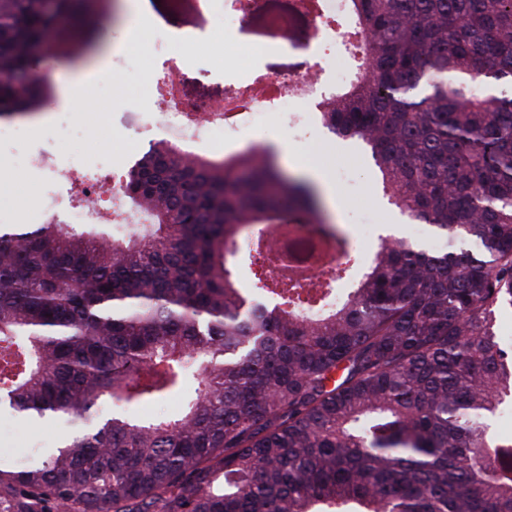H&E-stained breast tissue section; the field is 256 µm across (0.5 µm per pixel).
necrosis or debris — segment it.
Listing matches in <instances>:
<instances>
[{
  "instance_id": "necrosis-or-debris-1",
  "label": "necrosis or debris",
  "mask_w": 512,
  "mask_h": 512,
  "mask_svg": "<svg viewBox=\"0 0 512 512\" xmlns=\"http://www.w3.org/2000/svg\"><path fill=\"white\" fill-rule=\"evenodd\" d=\"M350 0H317L314 14L286 4L271 8L269 0H225L226 13L260 22L277 32L282 41L293 40L298 30H306L316 44L315 72L305 76L271 77L233 87L224 101L212 103L188 98L180 90L176 58L167 34H159L153 47L156 67L149 95L165 142L190 156L207 155V146L216 141L233 144L247 128L277 114L292 129H304L312 115L296 108V101L318 103L327 88L346 86L353 78L347 48L352 41L338 19L350 14Z\"/></svg>"
}]
</instances>
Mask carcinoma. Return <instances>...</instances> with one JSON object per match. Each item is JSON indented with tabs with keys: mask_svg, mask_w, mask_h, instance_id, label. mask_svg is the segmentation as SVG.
Wrapping results in <instances>:
<instances>
[{
	"mask_svg": "<svg viewBox=\"0 0 512 512\" xmlns=\"http://www.w3.org/2000/svg\"><path fill=\"white\" fill-rule=\"evenodd\" d=\"M86 0H0V117ZM354 82L322 125L369 152L410 221L475 244L381 241L310 288L236 277L256 224H309L315 189L253 148L221 164L158 143L121 174L153 223L0 224V406L65 420L46 461H0V512H512V0H353ZM483 84L492 97L470 88ZM272 244L258 236L254 267ZM352 281L330 308L335 284ZM178 399L174 416L137 410ZM119 410L94 418L102 402ZM431 233H432V238H431L429 244H427L424 241H420V242L411 241V242L419 245L421 249H423L424 251H426L428 253L443 254V253H447V252H451V251L459 252L460 250L472 248L471 243L461 242L456 239H452L446 235L436 234V233L432 232V230H431Z\"/></svg>",
	"mask_w": 512,
	"mask_h": 512,
	"instance_id": "carcinoma-1",
	"label": "carcinoma"
}]
</instances>
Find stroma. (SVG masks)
Instances as JSON below:
<instances>
[{"mask_svg": "<svg viewBox=\"0 0 512 512\" xmlns=\"http://www.w3.org/2000/svg\"><path fill=\"white\" fill-rule=\"evenodd\" d=\"M123 0H112L111 12L99 18L84 54L68 58L53 52L36 59L38 74L48 78L54 90L42 106L52 123L66 121L70 137L56 138L50 126L29 131L24 144H0V166L9 168L14 177L0 183V224H35L41 217L46 177L43 173L18 165L14 155L18 147L53 153L59 166L79 159L84 168L95 170L118 163L122 147L134 144L151 124L148 82L156 61L152 44L158 31L187 30L188 40L173 41L175 57L181 65L183 88L192 96L223 98L237 83L261 74H303L308 72L311 50L305 32H298L288 47H281L276 34L250 22L221 26L224 0H206L193 27H185L181 16L167 14L156 23L134 18L123 7ZM113 57L133 54L135 63L124 77L108 76L93 83L87 92L88 106L79 113L61 108L58 94L70 76L88 68L104 51ZM282 141L286 149L277 161L287 174L299 169L306 160L335 173L346 168L351 172L352 186L337 185L340 205L326 208L327 223L347 227L346 212L356 209L371 215L375 224H384L396 209L377 188L374 170L364 148L343 141L320 123L298 133L283 129L276 117H269L264 128L247 133L240 143L249 150L269 146L271 140ZM8 429L9 437L0 439V455L16 465H25L30 457L46 455L66 433L65 423L42 421L29 423L18 418L0 416V429Z\"/></svg>", "mask_w": 512, "mask_h": 512, "instance_id": "stroma-1", "label": "stroma"}]
</instances>
